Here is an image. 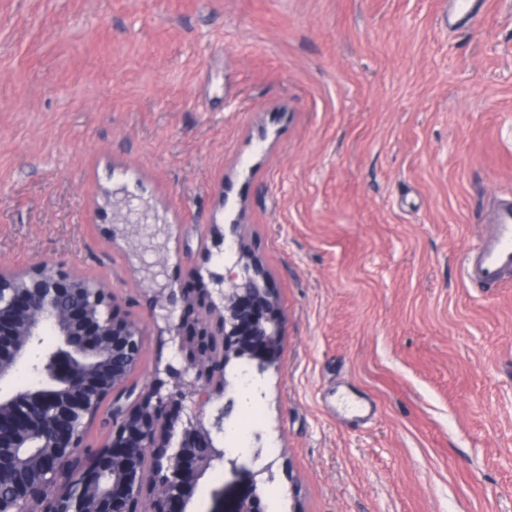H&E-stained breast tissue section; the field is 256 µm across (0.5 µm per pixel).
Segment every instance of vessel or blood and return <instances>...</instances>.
Returning <instances> with one entry per match:
<instances>
[{"label": "vessel or blood", "mask_w": 512, "mask_h": 512, "mask_svg": "<svg viewBox=\"0 0 512 512\" xmlns=\"http://www.w3.org/2000/svg\"><path fill=\"white\" fill-rule=\"evenodd\" d=\"M482 7L481 0H448V22H472ZM464 273L484 288L499 285L512 273V200H501L495 206L486 235L466 255Z\"/></svg>", "instance_id": "vessel-or-blood-1"}]
</instances>
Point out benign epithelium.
<instances>
[{
    "mask_svg": "<svg viewBox=\"0 0 512 512\" xmlns=\"http://www.w3.org/2000/svg\"><path fill=\"white\" fill-rule=\"evenodd\" d=\"M158 224L146 238L130 225L136 248L148 247L157 261L150 272V303L167 321L170 341L184 353L181 369L140 391L128 385L142 349V332L117 314L103 284L47 263L14 283L0 269V381L47 329L58 344L42 365L45 380L7 398L0 396V480L20 461L36 462V486L18 485L0 512H185L199 481L217 463L248 480L231 512H258L256 474L238 457H227L214 434L223 430L236 399L225 367L246 356L259 372L276 362L283 331L274 289L260 263L239 237L237 260L224 274H210L215 287L176 288L164 280L166 248L156 243ZM191 311L170 321L176 303ZM112 354V381L104 387L88 370L83 385L71 378ZM112 398V435L86 460L80 438L89 412ZM190 399L197 412L186 418L176 405Z\"/></svg>",
    "mask_w": 512,
    "mask_h": 512,
    "instance_id": "benign-epithelium-1",
    "label": "benign epithelium"
}]
</instances>
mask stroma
I'll use <instances>...</instances> for the list:
<instances>
[{
    "instance_id": "1",
    "label": "stroma",
    "mask_w": 512,
    "mask_h": 512,
    "mask_svg": "<svg viewBox=\"0 0 512 512\" xmlns=\"http://www.w3.org/2000/svg\"><path fill=\"white\" fill-rule=\"evenodd\" d=\"M115 190L175 287L235 222L277 293L231 418L260 407L265 512H512V278L463 270L512 195V0L462 27L441 0H0V267L102 282L145 387L183 359ZM236 492L206 474L188 512Z\"/></svg>"
}]
</instances>
